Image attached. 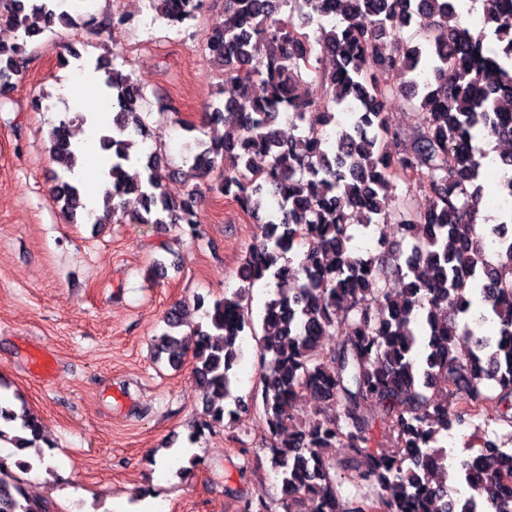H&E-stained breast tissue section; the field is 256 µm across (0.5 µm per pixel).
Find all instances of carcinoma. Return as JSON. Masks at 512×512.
Listing matches in <instances>:
<instances>
[{
	"mask_svg": "<svg viewBox=\"0 0 512 512\" xmlns=\"http://www.w3.org/2000/svg\"><path fill=\"white\" fill-rule=\"evenodd\" d=\"M150 4L177 25L196 19L205 0ZM418 19L421 30L404 36ZM0 21L22 31L21 42H0L3 97L21 75L27 44L74 19L67 0H0ZM205 51L235 96L209 113L228 133L220 144L200 145L183 196L162 184L166 154L131 156L135 137L148 135L149 113L141 111L144 88L115 53L94 63L112 98V125L99 130L110 160L103 216L86 209L80 182L63 175L55 189L75 224H177L192 238L200 233L199 182L213 172L209 190L248 214L278 196L280 215L258 225L260 241L238 267L247 286L271 288L258 340L268 366L250 402L229 407L240 340L257 335L243 291L197 295L202 320L184 332L182 309L174 308L154 339L155 356L167 355L170 365L188 354L194 360L204 410L188 444L255 409L285 512H512V237L500 233L512 218L476 224L480 141L512 143V0H483L476 30L460 23L457 0H224ZM306 76L322 92L318 105L299 94ZM397 99L410 111L405 130L387 120ZM333 106L353 112V122L329 149L324 127ZM281 110L293 112L299 134L280 136ZM86 122L78 112L49 131L48 152L69 173ZM255 155L266 165L254 167ZM399 181L425 205L401 201L386 211ZM131 194L142 208L129 214ZM354 224L374 233V251L351 245ZM390 225L411 242L407 254L394 252ZM304 240L314 246L294 251ZM392 280L402 287H389ZM450 294L459 303L452 317L443 308ZM338 308L345 309L339 321ZM328 336L335 342L325 344ZM306 397L317 412L294 425ZM473 420L508 431L476 428L469 438L476 455L448 462L440 437ZM43 440L40 419L0 396V443L21 450ZM329 448L351 456L338 461ZM41 467L54 473L40 453L11 463L0 457V512H51L24 487L23 475ZM340 469L356 490L350 500ZM458 482L469 496H458Z\"/></svg>",
	"mask_w": 512,
	"mask_h": 512,
	"instance_id": "cac0c4a2",
	"label": "carcinoma"
}]
</instances>
